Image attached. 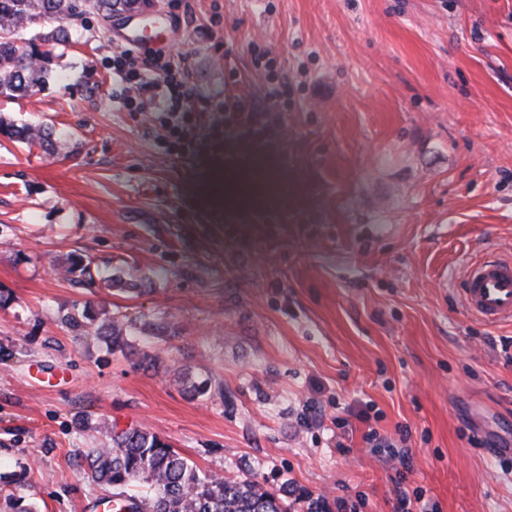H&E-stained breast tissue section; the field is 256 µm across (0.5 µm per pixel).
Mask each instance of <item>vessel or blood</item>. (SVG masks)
Here are the masks:
<instances>
[{"label":"vessel or blood","instance_id":"b4317fda","mask_svg":"<svg viewBox=\"0 0 512 512\" xmlns=\"http://www.w3.org/2000/svg\"><path fill=\"white\" fill-rule=\"evenodd\" d=\"M459 293L466 309L482 321L512 322V259L491 254L468 265Z\"/></svg>","mask_w":512,"mask_h":512}]
</instances>
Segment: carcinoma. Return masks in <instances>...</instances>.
Listing matches in <instances>:
<instances>
[{"instance_id":"carcinoma-1","label":"carcinoma","mask_w":512,"mask_h":512,"mask_svg":"<svg viewBox=\"0 0 512 512\" xmlns=\"http://www.w3.org/2000/svg\"><path fill=\"white\" fill-rule=\"evenodd\" d=\"M112 2L0 0V95H21L44 84L52 49L70 41L85 15L112 18ZM29 30L35 34L26 39ZM9 133L22 144L53 146L47 128L20 126ZM95 332L109 345L120 344L122 329L114 323ZM84 459L93 480L112 488L119 512H288L284 498L264 489L257 476L237 481L202 470L149 431H114L107 445L88 449ZM140 483L148 493H128Z\"/></svg>"}]
</instances>
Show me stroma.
<instances>
[{"mask_svg":"<svg viewBox=\"0 0 512 512\" xmlns=\"http://www.w3.org/2000/svg\"><path fill=\"white\" fill-rule=\"evenodd\" d=\"M137 33L187 73L192 145L112 68ZM262 52L288 105L256 145L225 137L221 108L243 91L268 110ZM0 117L56 141L0 130V512H106L82 456L130 428L224 478L290 483V512L318 494L400 512L397 463L364 436L404 428L406 483L436 512H512V323L457 291L468 261L512 254V0L91 14ZM259 161L271 199L216 195L217 174ZM74 255L111 287L67 278ZM83 312L123 325V344L65 323ZM38 367L67 377L45 386ZM8 131L16 141L22 144H39L44 149H49V147L53 146V133L48 128H36L31 126L14 127L12 125V128L8 129Z\"/></svg>","mask_w":512,"mask_h":512,"instance_id":"stroma-1","label":"stroma"}]
</instances>
